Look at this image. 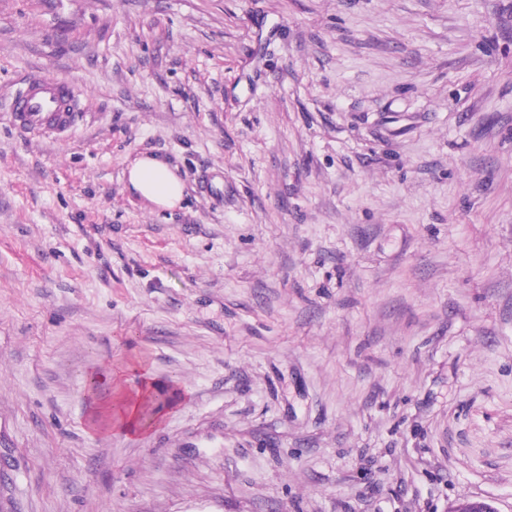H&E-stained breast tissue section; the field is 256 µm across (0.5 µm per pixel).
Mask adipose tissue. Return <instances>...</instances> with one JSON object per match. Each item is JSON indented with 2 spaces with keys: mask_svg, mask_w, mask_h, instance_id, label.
<instances>
[{
  "mask_svg": "<svg viewBox=\"0 0 512 512\" xmlns=\"http://www.w3.org/2000/svg\"><path fill=\"white\" fill-rule=\"evenodd\" d=\"M128 188L137 196L162 207H175L183 186L170 164L157 156L139 158L128 171Z\"/></svg>",
  "mask_w": 512,
  "mask_h": 512,
  "instance_id": "1",
  "label": "adipose tissue"
}]
</instances>
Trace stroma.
<instances>
[{"mask_svg":"<svg viewBox=\"0 0 512 512\" xmlns=\"http://www.w3.org/2000/svg\"><path fill=\"white\" fill-rule=\"evenodd\" d=\"M471 499L512 512V0H0V512ZM72 85L63 78L35 75L12 100L11 121L22 131H48L66 139L82 120ZM128 188L161 208H173L181 200L183 186L170 164L157 156L139 158L128 171ZM153 384L144 380L143 386L133 395H123L116 399L115 403H110L104 409L101 420L105 423H112V418L116 424L129 433L141 432L144 430L142 425L137 422V408L143 397L150 394Z\"/></svg>","mask_w":512,"mask_h":512,"instance_id":"1","label":"stroma"}]
</instances>
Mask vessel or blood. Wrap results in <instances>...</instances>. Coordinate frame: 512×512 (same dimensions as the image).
Segmentation results:
<instances>
[{
  "label": "vessel or blood",
  "mask_w": 512,
  "mask_h": 512,
  "mask_svg": "<svg viewBox=\"0 0 512 512\" xmlns=\"http://www.w3.org/2000/svg\"><path fill=\"white\" fill-rule=\"evenodd\" d=\"M11 121L22 131H48L68 138L82 120L71 84L51 75H36L12 100Z\"/></svg>",
  "instance_id": "obj_1"
}]
</instances>
